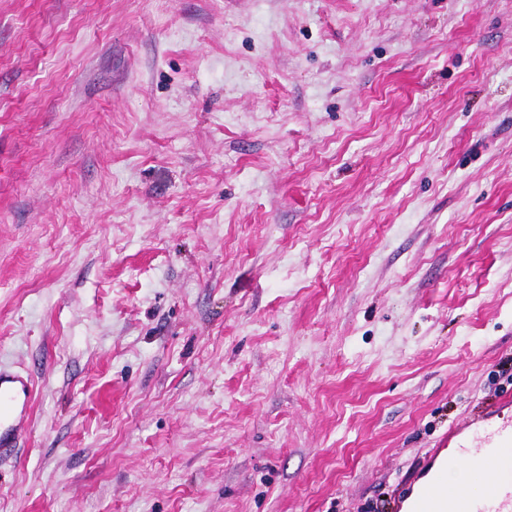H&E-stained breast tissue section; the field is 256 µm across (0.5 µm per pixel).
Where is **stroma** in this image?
Wrapping results in <instances>:
<instances>
[{
    "label": "stroma",
    "instance_id": "1",
    "mask_svg": "<svg viewBox=\"0 0 512 512\" xmlns=\"http://www.w3.org/2000/svg\"><path fill=\"white\" fill-rule=\"evenodd\" d=\"M0 512H391L512 426V0H0ZM29 379L0 370V449L12 448L23 435L17 419L30 408Z\"/></svg>",
    "mask_w": 512,
    "mask_h": 512
}]
</instances>
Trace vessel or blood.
I'll list each match as a JSON object with an SVG mask.
<instances>
[{"instance_id": "b4317fda", "label": "vessel or blood", "mask_w": 512, "mask_h": 512, "mask_svg": "<svg viewBox=\"0 0 512 512\" xmlns=\"http://www.w3.org/2000/svg\"><path fill=\"white\" fill-rule=\"evenodd\" d=\"M30 381L0 370V447L11 448L22 437L17 420L30 408ZM479 461L493 468V483L477 481L462 487L447 484L446 474L459 463ZM426 478L406 497L407 512H512V428L486 427L461 439L456 448L434 449Z\"/></svg>"}]
</instances>
